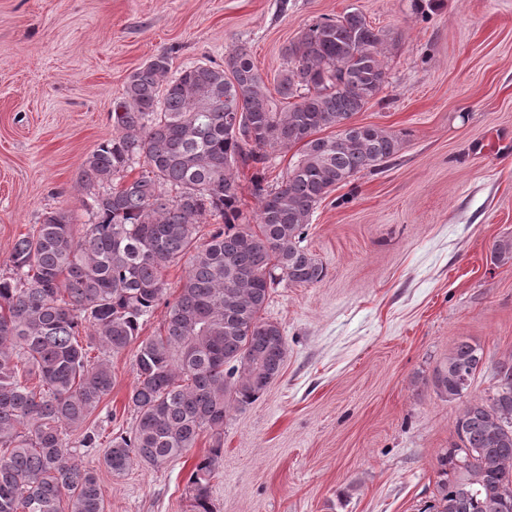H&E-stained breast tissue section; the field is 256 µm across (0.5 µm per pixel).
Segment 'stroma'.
I'll return each instance as SVG.
<instances>
[{"instance_id": "1", "label": "stroma", "mask_w": 512, "mask_h": 512, "mask_svg": "<svg viewBox=\"0 0 512 512\" xmlns=\"http://www.w3.org/2000/svg\"><path fill=\"white\" fill-rule=\"evenodd\" d=\"M363 14L394 37L388 82L353 117L407 135L378 170L321 202L305 243L325 265L311 286L281 283L264 311L288 351L264 394L224 420L212 480L217 512H425L437 457L466 401L512 358V0H0V276L44 213L76 231L91 217L81 164L112 132L129 75L164 52L173 69L223 63L246 46L268 88L314 20ZM484 365L450 401L430 379L460 340ZM136 346L109 356L114 385L87 424L103 512H188L186 483L208 447L114 476L101 459L131 431Z\"/></svg>"}]
</instances>
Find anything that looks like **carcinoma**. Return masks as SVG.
<instances>
[{
    "label": "carcinoma",
    "mask_w": 512,
    "mask_h": 512,
    "mask_svg": "<svg viewBox=\"0 0 512 512\" xmlns=\"http://www.w3.org/2000/svg\"><path fill=\"white\" fill-rule=\"evenodd\" d=\"M386 42L355 10L309 24L285 49V112L244 46L222 68L173 74L163 52L129 76L111 135L82 162L92 222L78 233L66 213H45L15 242L13 276L0 277V512H102L96 472L72 461L66 433L81 428L79 445L97 446L83 424L113 385L108 361L90 360L82 334L113 352L138 343L136 423L112 439L103 465L115 476L135 461L161 467L206 435L187 493L190 512H215L226 413L257 400L287 355L282 328L263 317L271 288L324 279L304 245L313 213L402 149L406 134L352 123L387 82ZM327 129L336 133L320 136ZM293 148L286 176L269 182V152ZM139 162L141 174L113 184ZM241 168L254 170L255 228L243 222ZM491 254L511 263L512 237L494 240ZM184 258L180 292L166 302L163 273ZM162 301V329L139 339ZM482 367V347L461 340L433 388L455 400ZM454 433L427 512H512V382L467 402Z\"/></svg>",
    "instance_id": "cac0c4a2"
}]
</instances>
